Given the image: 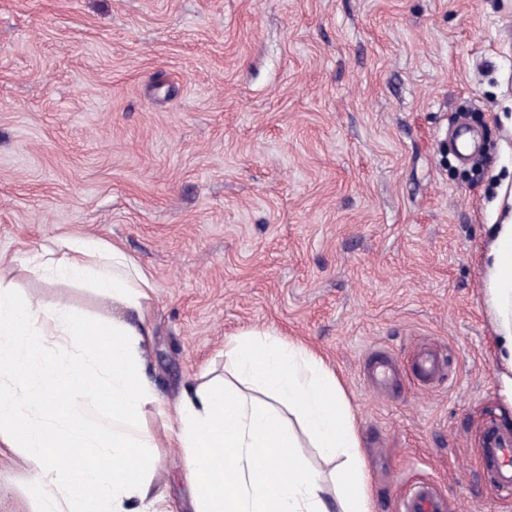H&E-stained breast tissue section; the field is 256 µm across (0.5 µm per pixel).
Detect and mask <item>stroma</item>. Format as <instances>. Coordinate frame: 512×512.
Wrapping results in <instances>:
<instances>
[{"instance_id": "stroma-1", "label": "stroma", "mask_w": 512, "mask_h": 512, "mask_svg": "<svg viewBox=\"0 0 512 512\" xmlns=\"http://www.w3.org/2000/svg\"><path fill=\"white\" fill-rule=\"evenodd\" d=\"M511 189L512 0H0V282L101 314L25 260L119 245L154 286L165 403L248 328L310 346L372 512L424 481L446 512H512L480 457L489 425L512 433L481 273ZM424 350L447 365L428 387ZM154 483L191 512L177 449ZM34 510L0 447V512Z\"/></svg>"}]
</instances>
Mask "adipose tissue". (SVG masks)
<instances>
[{
  "label": "adipose tissue",
  "mask_w": 512,
  "mask_h": 512,
  "mask_svg": "<svg viewBox=\"0 0 512 512\" xmlns=\"http://www.w3.org/2000/svg\"><path fill=\"white\" fill-rule=\"evenodd\" d=\"M28 262L90 283L110 308L92 318L0 286V446L19 449L37 512H171L153 484L161 436L181 452L193 512H371L354 416L307 347L243 331L224 345L242 385L191 386L165 409L145 371L153 287L138 263L95 240ZM482 272L498 377L512 395V207L490 227ZM304 443L319 465L283 456Z\"/></svg>",
  "instance_id": "adipose-tissue-1"
}]
</instances>
